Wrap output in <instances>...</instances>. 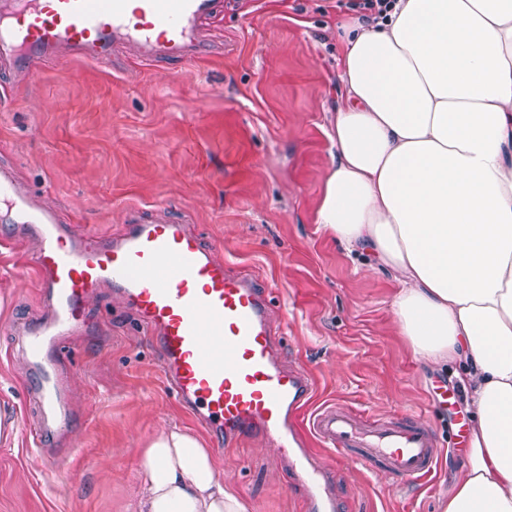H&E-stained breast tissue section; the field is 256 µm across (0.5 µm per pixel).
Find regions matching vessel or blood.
Masks as SVG:
<instances>
[{
  "instance_id": "obj_1",
  "label": "vessel or blood",
  "mask_w": 512,
  "mask_h": 512,
  "mask_svg": "<svg viewBox=\"0 0 512 512\" xmlns=\"http://www.w3.org/2000/svg\"><path fill=\"white\" fill-rule=\"evenodd\" d=\"M223 10V0H5L0 66L27 74L62 52L103 63L119 45L145 62L183 63L203 54L199 28ZM0 222L31 226L41 239L27 261L51 315L25 328L22 353L44 419L56 429L70 424L58 368L71 356L89 301L110 287L153 336L168 390L216 452L253 437L274 442L305 512L341 510L325 450L410 483L436 471L443 450L415 416L384 420L343 405L314 407L313 374L280 358L267 288L217 258L168 207L131 215L122 233L103 240L63 223L0 170Z\"/></svg>"
}]
</instances>
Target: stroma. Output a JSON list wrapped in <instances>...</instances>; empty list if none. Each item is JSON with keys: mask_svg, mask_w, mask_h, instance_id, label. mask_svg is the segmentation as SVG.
I'll return each mask as SVG.
<instances>
[{"mask_svg": "<svg viewBox=\"0 0 512 512\" xmlns=\"http://www.w3.org/2000/svg\"><path fill=\"white\" fill-rule=\"evenodd\" d=\"M351 16L336 0H224L202 32L208 54L191 65H143L119 47L102 64L60 56L26 82L0 70V168L100 237L122 230L126 207L170 204L219 257L269 288L283 358L314 374L317 403L414 415L448 443L465 416L463 397L444 412L435 404L436 388L455 384L451 369L414 356L389 274L348 256L316 222L334 153L330 117L344 101L337 25ZM39 244L0 223V414L15 422L0 441V512H125L141 448L194 423L166 388L149 334L106 288L63 368L76 453L45 469L32 433L41 406L7 330L47 316L23 261ZM463 451L451 446L424 485L339 464L336 493L345 512H441ZM278 455L252 438L214 462L250 512H304Z\"/></svg>", "mask_w": 512, "mask_h": 512, "instance_id": "stroma-1", "label": "stroma"}]
</instances>
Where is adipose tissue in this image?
<instances>
[{
    "label": "adipose tissue",
    "mask_w": 512,
    "mask_h": 512,
    "mask_svg": "<svg viewBox=\"0 0 512 512\" xmlns=\"http://www.w3.org/2000/svg\"><path fill=\"white\" fill-rule=\"evenodd\" d=\"M317 222L392 275L396 323L472 414L442 512H512V0H394L343 45ZM129 512H249L171 426Z\"/></svg>",
    "instance_id": "adipose-tissue-1"
}]
</instances>
